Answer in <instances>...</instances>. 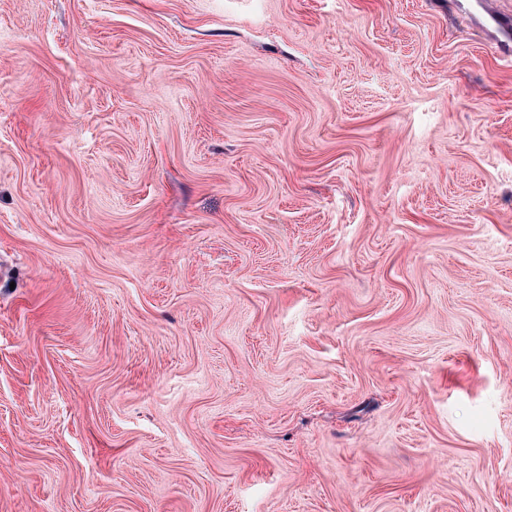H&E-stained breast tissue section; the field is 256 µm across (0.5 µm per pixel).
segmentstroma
<instances>
[{
    "mask_svg": "<svg viewBox=\"0 0 512 512\" xmlns=\"http://www.w3.org/2000/svg\"><path fill=\"white\" fill-rule=\"evenodd\" d=\"M0 512H512V61L448 0H0Z\"/></svg>",
    "mask_w": 512,
    "mask_h": 512,
    "instance_id": "1",
    "label": "stroma"
}]
</instances>
